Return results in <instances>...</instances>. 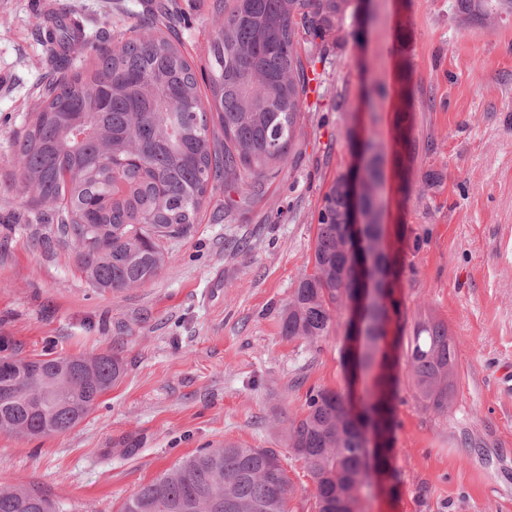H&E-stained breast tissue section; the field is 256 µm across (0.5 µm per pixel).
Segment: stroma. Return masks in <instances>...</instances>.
Here are the masks:
<instances>
[{"instance_id":"obj_1","label":"stroma","mask_w":512,"mask_h":512,"mask_svg":"<svg viewBox=\"0 0 512 512\" xmlns=\"http://www.w3.org/2000/svg\"><path fill=\"white\" fill-rule=\"evenodd\" d=\"M41 2L0 0V348L21 358L113 351L125 371L67 432L0 433V491H39L58 512H119L182 457L234 442L274 450L296 488L289 512H316L288 427L309 390L365 385L343 363L344 321L310 342L284 336L281 313L313 270L323 198L356 162L347 129L375 126L389 145L401 125L430 148L385 165L382 221L405 254L400 327L445 321L458 374L441 415L422 407L399 366L392 490L373 491L361 508L512 512V22L474 30L455 0H373L372 20L318 64L301 152L284 175L230 212L215 186L191 234L167 242L171 260L152 281L102 295L28 207L13 150L56 53ZM62 2L81 19L69 55L79 72L102 27L136 23L146 0ZM214 4L172 0L198 68L223 21ZM430 168L444 180L427 191Z\"/></svg>"}]
</instances>
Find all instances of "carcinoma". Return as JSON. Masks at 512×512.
Here are the masks:
<instances>
[{"mask_svg": "<svg viewBox=\"0 0 512 512\" xmlns=\"http://www.w3.org/2000/svg\"><path fill=\"white\" fill-rule=\"evenodd\" d=\"M224 21L196 72L180 48L165 3L152 9L156 34L143 24L114 39L102 32L97 60L84 73L56 75L42 86L41 106L14 140L29 204L48 201L45 213L57 242L75 250L78 270L101 294L138 288L170 261L165 243L184 237L224 184L225 208L248 202L279 177L296 154L303 113L309 111L316 63L359 30L363 0H224ZM460 20L472 29L512 20V0H457ZM77 26L61 19L53 41L70 46ZM210 92L203 102L199 83ZM361 164L336 177L319 212L313 273L294 288L283 311L288 337L316 342L329 335L335 316L367 287L364 254L375 256L380 301L365 310L363 342L353 346L348 320L346 355L351 374L371 379L359 400L351 392L314 389L288 438L315 489L317 512H361L371 493L366 473L384 478L393 420L390 327L399 315L396 263L386 242L381 189L384 145L368 129L356 143ZM363 191L360 238L348 233L354 187ZM414 389L424 407L445 414L457 371L448 325L418 321L404 348ZM33 359L19 384L23 395L0 394V426L30 437L66 432L80 424L122 377L115 355ZM380 446L368 459L365 428ZM266 448L226 443L182 458L142 485L120 512H287L294 485ZM0 512H55L43 494L23 486L0 492Z\"/></svg>", "mask_w": 512, "mask_h": 512, "instance_id": "1", "label": "carcinoma"}]
</instances>
